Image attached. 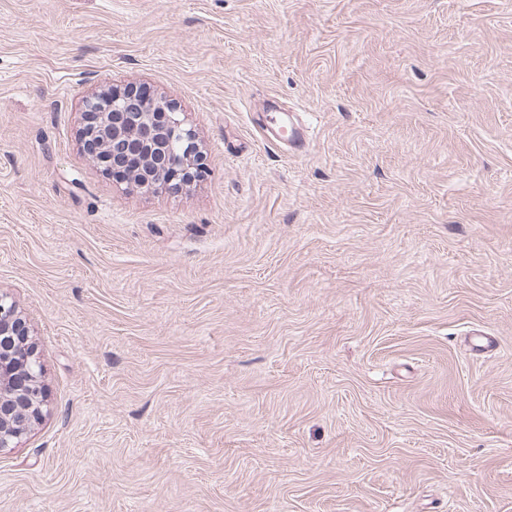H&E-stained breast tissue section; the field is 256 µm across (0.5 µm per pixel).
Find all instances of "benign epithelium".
<instances>
[{"mask_svg": "<svg viewBox=\"0 0 512 512\" xmlns=\"http://www.w3.org/2000/svg\"><path fill=\"white\" fill-rule=\"evenodd\" d=\"M79 131L87 159L128 186L178 194L209 173L200 138L172 98L136 85L104 86L83 102ZM26 320L0 289V451L40 420L45 388Z\"/></svg>", "mask_w": 512, "mask_h": 512, "instance_id": "7a95c632", "label": "benign epithelium"}]
</instances>
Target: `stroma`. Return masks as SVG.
Instances as JSON below:
<instances>
[{"label": "stroma", "instance_id": "stroma-1", "mask_svg": "<svg viewBox=\"0 0 512 512\" xmlns=\"http://www.w3.org/2000/svg\"><path fill=\"white\" fill-rule=\"evenodd\" d=\"M130 82L206 180L86 159ZM1 288L46 401L0 512H512V0H0ZM263 114L262 125H258L268 140L276 143L284 140L293 152L305 150L310 141L308 127L303 126L298 119L295 121L293 113L282 112L278 101L271 99Z\"/></svg>", "mask_w": 512, "mask_h": 512}]
</instances>
